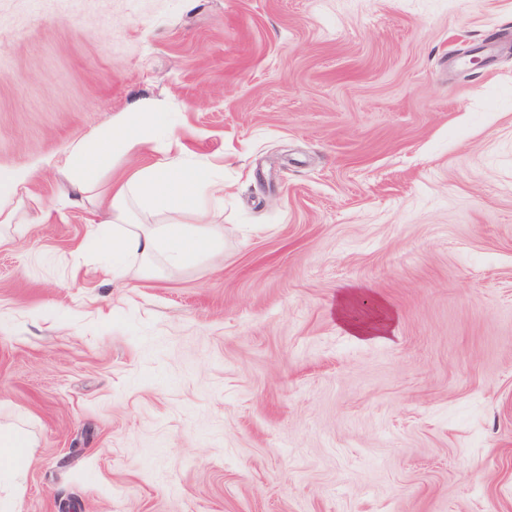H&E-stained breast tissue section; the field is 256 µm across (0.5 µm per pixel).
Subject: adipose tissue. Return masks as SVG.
Masks as SVG:
<instances>
[{
    "instance_id": "adipose-tissue-1",
    "label": "adipose tissue",
    "mask_w": 512,
    "mask_h": 512,
    "mask_svg": "<svg viewBox=\"0 0 512 512\" xmlns=\"http://www.w3.org/2000/svg\"><path fill=\"white\" fill-rule=\"evenodd\" d=\"M160 124L156 113L122 120L116 132L67 151L63 170L82 192L94 193L98 177L111 170L116 155L150 144ZM27 178L25 171L0 168V225L11 228L16 236L27 230L16 200L18 189ZM204 191L214 201L224 199L223 183L209 181L199 169L168 164L136 170L115 183L102 202L112 232L98 240L99 247L112 254L113 277L124 274L131 258L178 268L204 256H215L224 239V227L209 221L200 203ZM144 211L166 215L167 221L137 222L136 214ZM32 446L20 430L1 427L0 478L15 475L29 461Z\"/></svg>"
}]
</instances>
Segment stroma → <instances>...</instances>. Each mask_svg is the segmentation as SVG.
<instances>
[{
    "instance_id": "1",
    "label": "stroma",
    "mask_w": 512,
    "mask_h": 512,
    "mask_svg": "<svg viewBox=\"0 0 512 512\" xmlns=\"http://www.w3.org/2000/svg\"><path fill=\"white\" fill-rule=\"evenodd\" d=\"M146 112L99 191L207 169L224 244L116 281L59 168ZM0 167L16 512H512V0H0ZM28 173L19 169L0 168V224L12 229L13 236H22L26 225L19 215L16 195L20 185L26 182Z\"/></svg>"
}]
</instances>
